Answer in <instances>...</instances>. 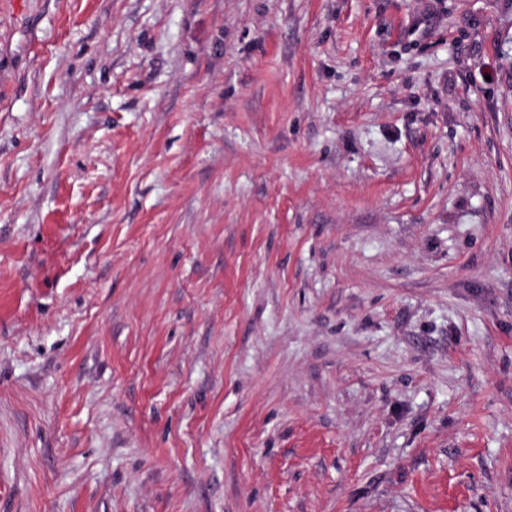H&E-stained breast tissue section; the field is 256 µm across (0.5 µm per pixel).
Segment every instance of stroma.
<instances>
[{
    "label": "stroma",
    "instance_id": "obj_1",
    "mask_svg": "<svg viewBox=\"0 0 512 512\" xmlns=\"http://www.w3.org/2000/svg\"><path fill=\"white\" fill-rule=\"evenodd\" d=\"M0 512H512V0L0 9Z\"/></svg>",
    "mask_w": 512,
    "mask_h": 512
}]
</instances>
